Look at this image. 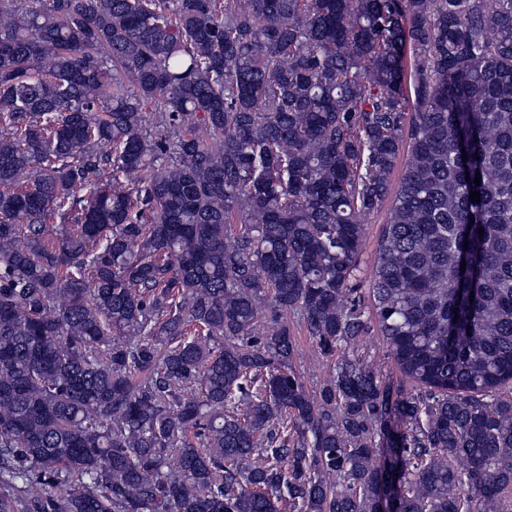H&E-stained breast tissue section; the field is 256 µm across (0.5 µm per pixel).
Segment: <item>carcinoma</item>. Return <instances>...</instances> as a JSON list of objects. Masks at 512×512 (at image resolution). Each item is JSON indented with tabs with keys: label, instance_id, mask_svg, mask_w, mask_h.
<instances>
[{
	"label": "carcinoma",
	"instance_id": "1",
	"mask_svg": "<svg viewBox=\"0 0 512 512\" xmlns=\"http://www.w3.org/2000/svg\"><path fill=\"white\" fill-rule=\"evenodd\" d=\"M37 2L0 0V512H512V0ZM386 204L417 394L358 349ZM388 206L385 205V207L379 211L378 213H375L372 215L369 219V223L365 224V236H364V246H363V256H362V262H361V268L363 271V279H364V286L362 287V292L365 295L366 303L368 302V307L366 309L367 315L371 311V305L370 302L367 301V295H368V284H369V276L371 272V268L376 256V250L378 247V240L380 237L381 229L383 224H386L387 216H388ZM288 321L291 329H293V337L299 353L295 362L296 368L301 373L307 390L310 393L318 392L320 386L328 378L329 362L317 355L314 343L306 331L292 319H288Z\"/></svg>",
	"mask_w": 512,
	"mask_h": 512
}]
</instances>
